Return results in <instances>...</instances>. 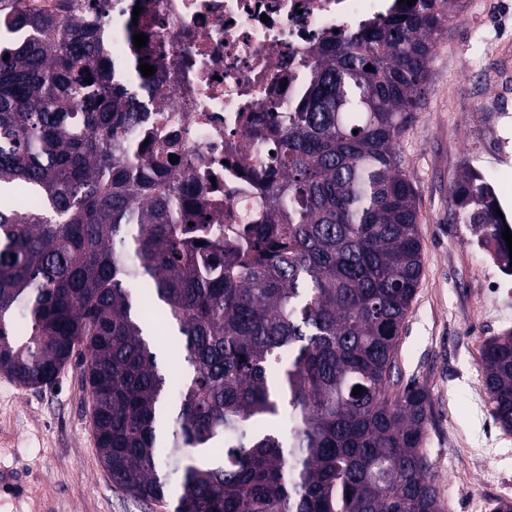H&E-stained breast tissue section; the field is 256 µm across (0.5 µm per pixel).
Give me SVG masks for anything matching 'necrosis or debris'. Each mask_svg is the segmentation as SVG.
I'll return each instance as SVG.
<instances>
[{
    "label": "necrosis or debris",
    "instance_id": "4bbe7bcc",
    "mask_svg": "<svg viewBox=\"0 0 512 512\" xmlns=\"http://www.w3.org/2000/svg\"><path fill=\"white\" fill-rule=\"evenodd\" d=\"M394 0H112V21L136 19L135 47L111 38L113 58L154 67L159 134L178 139L169 178L188 197L224 215L261 206L263 191L244 157L266 153L255 132L284 111L304 77L310 47L338 28L384 16Z\"/></svg>",
    "mask_w": 512,
    "mask_h": 512
}]
</instances>
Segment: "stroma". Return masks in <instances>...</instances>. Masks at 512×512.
<instances>
[{
  "label": "stroma",
  "instance_id": "obj_1",
  "mask_svg": "<svg viewBox=\"0 0 512 512\" xmlns=\"http://www.w3.org/2000/svg\"><path fill=\"white\" fill-rule=\"evenodd\" d=\"M512 0H463L429 63V86L397 150L417 191L423 271L400 333L398 386L426 383L425 448L445 512H491L512 497V434L488 411L480 348L512 331V273L454 220L450 184L470 165L512 222ZM78 363L54 383L0 374V512H164L118 488L104 468ZM484 461L473 468L454 448Z\"/></svg>",
  "mask_w": 512,
  "mask_h": 512
}]
</instances>
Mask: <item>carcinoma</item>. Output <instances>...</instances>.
I'll return each instance as SVG.
<instances>
[{"label":"carcinoma","mask_w":512,"mask_h":512,"mask_svg":"<svg viewBox=\"0 0 512 512\" xmlns=\"http://www.w3.org/2000/svg\"><path fill=\"white\" fill-rule=\"evenodd\" d=\"M12 2L0 32L28 35L0 38V374L46 386L81 355L112 482L172 512H441L429 390L392 392L422 273L396 146L462 0L401 3L311 48L288 111L258 131L268 205L222 236L166 181L176 142L135 139V94L154 86L113 77L105 0L70 17ZM450 198L512 263L483 175L465 167ZM145 293L182 351L174 399ZM480 368L512 432L511 331L484 342Z\"/></svg>","instance_id":"cac0c4a2"}]
</instances>
